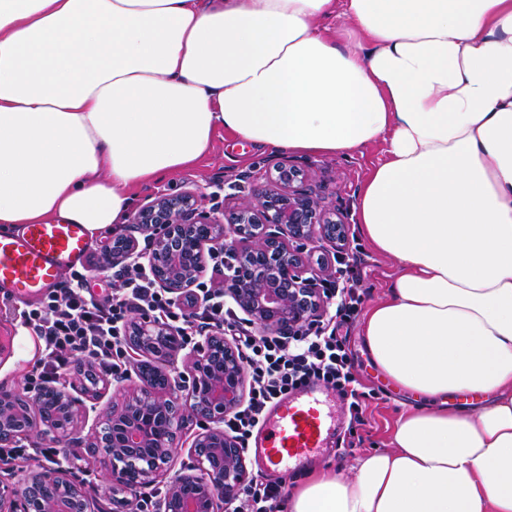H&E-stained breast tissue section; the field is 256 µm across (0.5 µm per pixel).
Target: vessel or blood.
<instances>
[{
  "label": "vessel or blood",
  "mask_w": 512,
  "mask_h": 512,
  "mask_svg": "<svg viewBox=\"0 0 512 512\" xmlns=\"http://www.w3.org/2000/svg\"><path fill=\"white\" fill-rule=\"evenodd\" d=\"M90 249L85 225L49 221L0 233V288L16 298H34L60 282ZM319 387L311 386L272 408L255 440V455L266 472L288 471L336 441L321 407Z\"/></svg>",
  "instance_id": "vessel-or-blood-1"
}]
</instances>
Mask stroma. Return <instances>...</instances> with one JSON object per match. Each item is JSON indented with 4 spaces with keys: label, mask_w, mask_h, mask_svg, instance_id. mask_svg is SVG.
<instances>
[{
    "label": "stroma",
    "mask_w": 512,
    "mask_h": 512,
    "mask_svg": "<svg viewBox=\"0 0 512 512\" xmlns=\"http://www.w3.org/2000/svg\"><path fill=\"white\" fill-rule=\"evenodd\" d=\"M386 145L379 142L348 157L292 155V163L303 168L309 175L310 184L321 187L327 201L347 216L351 224L345 253L356 255V271L360 286L367 291L366 306L384 300L396 274L394 260L374 250L363 236L356 222L355 204L360 187L370 170L385 157ZM280 152L238 140L225 133H215L207 156L197 165L164 177L136 191L132 210H139L155 197L175 195L186 191L203 197V207L211 215L223 216L227 207L249 200L253 180L279 161ZM132 232L130 224L117 225L91 238L90 253L84 262L87 270V289L95 297L111 295L115 289L110 272L100 270L97 259L114 239ZM26 300H0V337H9L7 347H0V387L21 392L27 377L36 369L41 357V345L26 327L21 313L28 309ZM349 349L353 372L366 387L367 423L355 429L351 446L325 448L302 464L291 466L281 482L285 490L306 482L316 471L351 475L358 458L374 450L391 447L392 431L402 412L413 406L411 396L394 386L375 366L367 351L361 323L349 329ZM68 390L82 404V420L85 432H94L99 420L111 409L122 405L126 392L123 380L101 376L97 388L85 391V380L75 375L67 380ZM67 469L83 482L91 512H115L116 506L107 487L103 473L97 468L92 448L87 444L63 448Z\"/></svg>",
    "instance_id": "stroma-1"
}]
</instances>
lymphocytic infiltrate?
I'll return each instance as SVG.
<instances>
[{"instance_id": "lymphocytic-infiltrate-1", "label": "lymphocytic infiltrate", "mask_w": 512, "mask_h": 512, "mask_svg": "<svg viewBox=\"0 0 512 512\" xmlns=\"http://www.w3.org/2000/svg\"><path fill=\"white\" fill-rule=\"evenodd\" d=\"M101 267L120 283L110 297L87 295V278L75 271L25 311L28 326L42 342L40 364L28 380L30 388L56 382L79 362L116 378L125 377V326L133 317L147 314L176 327L187 346L213 330L228 332L236 341L248 374V391L244 403L225 415L224 430L237 439L241 449H248L254 429L263 424L273 404L310 384L336 391L351 422L364 424L367 393L352 373L344 332L366 299L352 267L339 268V281L329 284L330 296L336 301L334 313L311 321L292 339L242 323L225 307L222 290H203L200 304L187 312L157 287L145 268L107 260ZM282 496L280 482L255 478L236 495L231 512H276Z\"/></svg>"}]
</instances>
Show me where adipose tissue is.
Listing matches in <instances>:
<instances>
[{"label":"adipose tissue","instance_id":"adipose-tissue-1","mask_svg":"<svg viewBox=\"0 0 512 512\" xmlns=\"http://www.w3.org/2000/svg\"><path fill=\"white\" fill-rule=\"evenodd\" d=\"M219 130L387 145L357 216L397 275L363 336L419 405L288 512H512V0H0V229L122 223Z\"/></svg>","mask_w":512,"mask_h":512}]
</instances>
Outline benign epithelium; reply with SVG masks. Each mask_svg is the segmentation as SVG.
Segmentation results:
<instances>
[{"instance_id":"1","label":"benign epithelium","mask_w":512,"mask_h":512,"mask_svg":"<svg viewBox=\"0 0 512 512\" xmlns=\"http://www.w3.org/2000/svg\"><path fill=\"white\" fill-rule=\"evenodd\" d=\"M307 175L286 160L276 163L252 189L251 200L211 217L194 192L159 196L133 217L135 229L147 234L149 251L138 240L123 237V249L112 250L114 263L148 258L157 285L175 298L192 293L206 271L209 252L216 248L234 263L224 276V295L250 323L291 336L326 311L319 285L335 277L330 254L346 244L350 225L319 191L304 186ZM319 243L317 265L304 256V242ZM127 343L140 356L136 379L127 398L112 408L94 432L92 447L101 449L99 464L112 497L148 484L167 471L177 448V430L192 416L203 421L192 449L199 474H178L169 482L164 512H218L221 499H231L248 478L238 442L224 432V415L244 399V364L236 347L221 334L198 344L185 369H176L184 345L172 326L148 316L129 324ZM58 398L66 418L47 417L43 393L17 396L0 393V445L9 448L21 437L49 438L67 443L79 430L78 400L64 389ZM27 419L44 417L40 428L21 426L16 406ZM54 483L58 496L43 492ZM36 501L40 512H88L83 487L62 469H36L23 474L15 487L0 485V512H29Z\"/></svg>"}]
</instances>
